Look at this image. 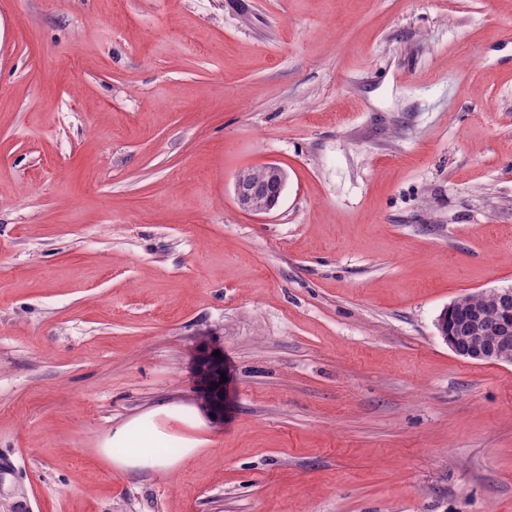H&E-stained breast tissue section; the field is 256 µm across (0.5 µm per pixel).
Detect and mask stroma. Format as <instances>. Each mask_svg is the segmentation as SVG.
I'll return each mask as SVG.
<instances>
[{"instance_id": "stroma-1", "label": "stroma", "mask_w": 512, "mask_h": 512, "mask_svg": "<svg viewBox=\"0 0 512 512\" xmlns=\"http://www.w3.org/2000/svg\"><path fill=\"white\" fill-rule=\"evenodd\" d=\"M508 287L512 0H0V512H512ZM265 172L257 179L254 172ZM287 182V173L276 163L265 164L254 171H241L234 182V198L238 208L251 215L269 214L279 203ZM459 311L467 313L466 322L468 324L466 332L470 334L469 336L448 335L444 319L446 318L447 313L450 315L456 312L458 317ZM508 317L509 325H497L498 327L496 329L499 345L502 347H508L511 350V353L507 356L501 355L499 352L490 349L485 344L483 336H481V332L485 326V320L487 318L486 311L481 307L473 306L471 302L461 297L454 300L441 313L439 320V334L444 343L448 345V348L458 356L490 364H512V329L510 325V313ZM165 437L147 429L138 421L127 423L112 437L113 447L126 448L125 454L115 457L120 467L157 468L172 465L175 460L159 454L155 445Z\"/></svg>"}]
</instances>
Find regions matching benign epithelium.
Segmentation results:
<instances>
[{"label": "benign epithelium", "instance_id": "1", "mask_svg": "<svg viewBox=\"0 0 512 512\" xmlns=\"http://www.w3.org/2000/svg\"><path fill=\"white\" fill-rule=\"evenodd\" d=\"M265 176L258 179L254 171L240 172L234 182V198L238 208L251 215H266L279 203L287 182V173L275 163L263 166ZM512 297L511 288L484 292L488 306L500 308ZM487 318L486 311L475 307L464 298H457L440 315V336L455 354L471 360L490 363L512 364V353L505 356L490 349L481 332Z\"/></svg>", "mask_w": 512, "mask_h": 512}]
</instances>
